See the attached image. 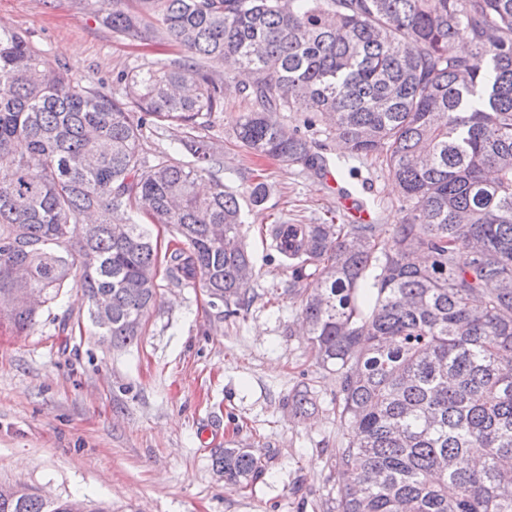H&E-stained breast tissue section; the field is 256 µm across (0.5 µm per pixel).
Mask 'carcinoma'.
<instances>
[{
  "label": "carcinoma",
  "instance_id": "obj_1",
  "mask_svg": "<svg viewBox=\"0 0 512 512\" xmlns=\"http://www.w3.org/2000/svg\"><path fill=\"white\" fill-rule=\"evenodd\" d=\"M101 21L178 52L121 73L117 99L0 29V316L23 333L76 286L91 326L129 345L161 274L229 315L249 305L241 205L207 141L186 135L152 159L142 148L149 124H209L232 82L251 105L234 128L247 153L323 176L315 137L334 135L400 192L390 230L266 231L290 271L282 294L339 380L350 437L336 449V512H512V0H109ZM144 216L179 246L161 249ZM19 288L41 306L14 303ZM289 400L299 416L317 409L305 383ZM212 465L242 489L258 457L225 448ZM74 502L112 512L0 490V512Z\"/></svg>",
  "mask_w": 512,
  "mask_h": 512
}]
</instances>
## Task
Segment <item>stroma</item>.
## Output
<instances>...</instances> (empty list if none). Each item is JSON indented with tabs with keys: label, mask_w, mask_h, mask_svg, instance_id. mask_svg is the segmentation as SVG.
Wrapping results in <instances>:
<instances>
[{
	"label": "stroma",
	"mask_w": 512,
	"mask_h": 512,
	"mask_svg": "<svg viewBox=\"0 0 512 512\" xmlns=\"http://www.w3.org/2000/svg\"><path fill=\"white\" fill-rule=\"evenodd\" d=\"M105 0H0V23L21 32L52 67L68 66L82 85L122 95L116 76L173 54L170 46L116 37L100 22ZM247 105L226 92L224 109L197 134L239 195L255 275L252 301L227 317L200 287L163 285L142 336L112 347L95 335L79 290L44 311L33 328L0 324V483L55 497L77 495L112 512H331L342 477L337 448L348 438L336 414L335 373L311 355L299 306L268 300L288 270L268 248L270 224H325L345 214L337 190L373 224H397L399 190L368 160L332 137L317 141L350 168L330 179L250 157L234 124ZM262 179L266 197L253 203ZM68 321L73 332L59 329ZM316 385L318 408L295 416L288 403L303 379ZM254 449L259 472L245 489L225 485L215 451Z\"/></svg>",
	"instance_id": "35a3bbf8"
}]
</instances>
